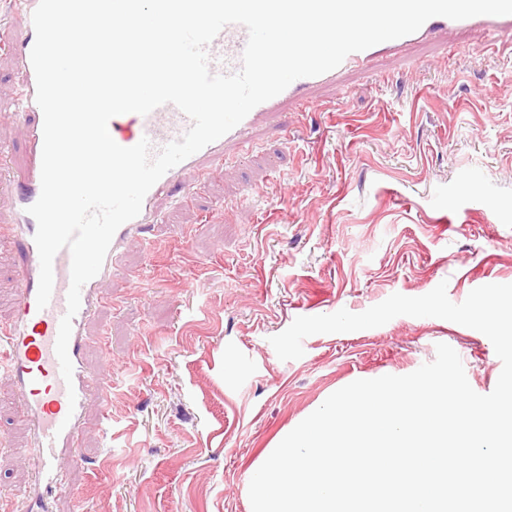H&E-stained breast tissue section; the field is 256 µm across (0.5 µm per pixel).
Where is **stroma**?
<instances>
[{
	"label": "stroma",
	"mask_w": 512,
	"mask_h": 512,
	"mask_svg": "<svg viewBox=\"0 0 512 512\" xmlns=\"http://www.w3.org/2000/svg\"><path fill=\"white\" fill-rule=\"evenodd\" d=\"M393 84L347 74V98L316 89L315 111L262 121L246 158L227 151L210 179L186 173L193 200L157 205L152 252L128 248L134 287L112 278L122 307L98 310L107 333L85 365L111 373L110 405L92 395L78 443L86 460L53 512H250L249 484L269 449L328 396L358 379L406 375L450 345L471 387L502 369L481 332L398 316L354 332L315 334L280 360L270 343L300 316L360 313L390 295L446 283L459 303L512 283V35L474 31L413 47ZM20 74L0 44V224L26 171L23 120L10 107ZM18 255L0 240V323L14 314ZM9 377L0 375V503L25 512L18 488L31 446Z\"/></svg>",
	"instance_id": "35a3bbf8"
}]
</instances>
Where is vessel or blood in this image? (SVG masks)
I'll list each match as a JSON object with an SVG mask.
<instances>
[{
	"instance_id": "obj_1",
	"label": "vessel or blood",
	"mask_w": 512,
	"mask_h": 512,
	"mask_svg": "<svg viewBox=\"0 0 512 512\" xmlns=\"http://www.w3.org/2000/svg\"><path fill=\"white\" fill-rule=\"evenodd\" d=\"M38 2L9 0L10 14L21 24V36L11 44L23 76L16 110L29 116L30 121L26 126V176L16 192L12 222L0 225V237L9 239L20 255L15 313L9 322L0 324V373L15 381L21 413L33 432L28 464L38 488L33 491L25 487L20 491L21 497L28 500V512H47L48 500L65 486L66 471L83 462L76 444L87 399L92 391L104 393L112 386L111 379L91 376L86 370L84 351L87 346H96L103 356L111 354L108 336L103 333L87 335L86 323L101 306L122 305V297L102 290L104 282L113 275L120 273L128 282L139 283L137 273L120 272L118 260L129 246L148 239L154 226L156 200L169 194L184 172L193 171L201 176L212 174L224 161L225 147L243 143L260 116L281 111L289 103L296 111H310V91L317 86L336 84L343 72H375L382 58L400 56L419 41L438 39L452 31L480 28L489 32H512V15H479L464 20L431 18L412 34L349 54L338 68L295 80L283 92L256 106L230 132L169 170L146 194L140 214L116 231L100 272L81 290V305L72 322L68 345L73 378L67 382L61 375L55 345L60 321L67 309L71 255L66 249L56 254L52 295L45 308H38L40 263L34 242L37 223L27 212L41 192L43 114L36 102V78L31 64L35 41L32 14ZM247 38L248 32L242 25L224 27L207 47L211 71L216 74L239 71ZM190 125V119L176 106L165 104L145 116L136 113L115 116L108 128L120 146H133L146 137L153 148L158 149L180 138Z\"/></svg>"
}]
</instances>
